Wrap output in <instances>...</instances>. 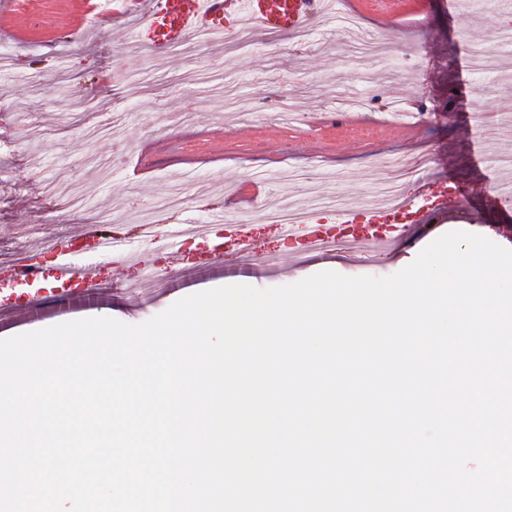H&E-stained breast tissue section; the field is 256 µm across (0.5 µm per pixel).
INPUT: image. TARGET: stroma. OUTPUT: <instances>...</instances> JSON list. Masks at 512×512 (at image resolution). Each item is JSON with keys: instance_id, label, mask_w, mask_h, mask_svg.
I'll use <instances>...</instances> for the list:
<instances>
[{"instance_id": "1", "label": "stroma", "mask_w": 512, "mask_h": 512, "mask_svg": "<svg viewBox=\"0 0 512 512\" xmlns=\"http://www.w3.org/2000/svg\"><path fill=\"white\" fill-rule=\"evenodd\" d=\"M494 20L444 0H335L302 34L233 32L180 47L138 42V15L87 20L85 0H12L9 23L20 41L0 44V339L63 322L110 317L136 325L187 295L234 284L223 271L197 268L188 254L167 257L153 234L128 214L159 204L171 191L185 200L157 223L204 219L207 208L254 209L237 231L259 253H276L278 270L247 278L270 288L313 274L385 277L409 265L449 231L512 246V200L493 202L490 186L512 176V48ZM388 42L384 59L356 53L348 18ZM478 49L488 69L473 75L465 54ZM428 153L432 166L413 173L407 195L421 202L426 183L453 179L470 193L473 217L434 216L427 234L358 265L351 254L290 252L261 203L285 196L311 205L315 224L335 223L322 202L370 205L383 171ZM293 170L305 181L290 178ZM111 227L139 262L100 268L107 286L95 305L44 307L24 318L7 305L26 292L9 266L20 246ZM164 271L140 300L125 287L149 267Z\"/></svg>"}]
</instances>
